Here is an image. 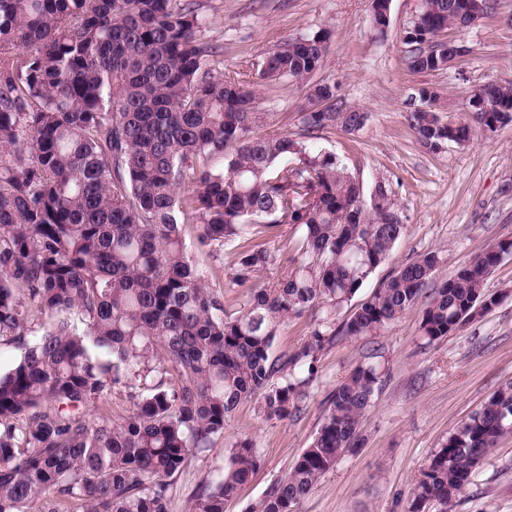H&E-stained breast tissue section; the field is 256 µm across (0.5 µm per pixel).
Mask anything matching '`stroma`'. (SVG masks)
Returning <instances> with one entry per match:
<instances>
[{"mask_svg":"<svg viewBox=\"0 0 512 512\" xmlns=\"http://www.w3.org/2000/svg\"><path fill=\"white\" fill-rule=\"evenodd\" d=\"M206 40L223 46L224 71L256 81V65L289 39L325 29L329 50L318 79L368 115L354 134L339 130L316 139L359 178L364 190L384 182L406 218V229L365 286L369 295L392 270L416 253L444 248L434 281L467 264L477 253L512 239V126L464 145L425 150L408 125L410 96L420 86L439 95L443 121H460L474 86L512 80V0H497L495 12L477 25L450 30L469 49L454 67L430 74L411 72L402 35L420 0H392L385 30L372 24L371 0H204ZM259 108L272 132L298 134L305 107L304 85L283 81L259 88ZM301 233L283 225L257 235L273 256L259 273L269 283L299 258ZM200 272L224 288L228 312L239 310L246 291L229 287L239 246H224L223 259L199 252ZM500 304L480 321L433 344L418 333V312L390 324L381 335L342 341L323 354L318 381L300 416H267L262 397L243 400L224 432L206 451L189 457L177 476L170 512H193L199 485L222 466L233 446L250 441L259 464L253 478L225 505L249 512L267 487L283 478L308 448L323 419L326 398L377 349L384 383L366 414L365 446L344 456L304 498L298 512H403V506L434 451L461 421L477 411L502 384L512 381V254L503 256L486 280ZM454 512H512V433L489 450L458 498Z\"/></svg>","mask_w":512,"mask_h":512,"instance_id":"1","label":"stroma"}]
</instances>
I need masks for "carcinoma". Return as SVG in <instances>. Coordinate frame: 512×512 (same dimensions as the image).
<instances>
[{
	"label": "carcinoma",
	"mask_w": 512,
	"mask_h": 512,
	"mask_svg": "<svg viewBox=\"0 0 512 512\" xmlns=\"http://www.w3.org/2000/svg\"><path fill=\"white\" fill-rule=\"evenodd\" d=\"M202 0H0V341L21 350L0 370V512H169L175 476L224 433L238 404L300 414L322 351L374 336L420 308L428 344L479 321L500 296L491 271L504 239L441 283V251L389 273L357 311L347 305L387 260L406 224L378 182L374 193L319 133L353 134L367 113L310 85L303 133H258L268 113L254 85L224 74V48L202 37ZM493 0H421L403 37L414 73L438 71L434 47L490 16ZM330 34L288 40L257 64L265 83L311 79ZM329 102L315 112L317 100ZM421 146L441 151L512 125V81L478 85L467 116L410 110ZM218 258L249 224H292L302 259L276 281L261 243L245 246L230 287L240 310L191 261L182 227ZM319 311L298 348L277 353L279 325ZM39 318L47 324H35ZM382 385L378 366H356L329 394L323 421L289 473L251 512H297L347 454L364 445L363 420ZM131 408L107 409L112 389ZM512 433V382L457 426L421 471L404 512L436 503L453 512L488 450ZM258 465L241 441L195 493V512H224Z\"/></svg>",
	"instance_id": "obj_1"
}]
</instances>
